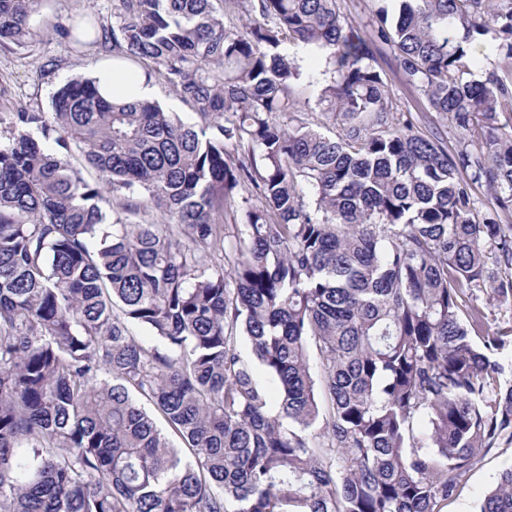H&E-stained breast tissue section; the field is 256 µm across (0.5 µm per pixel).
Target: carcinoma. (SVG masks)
I'll use <instances>...</instances> for the list:
<instances>
[{"label":"carcinoma","mask_w":512,"mask_h":512,"mask_svg":"<svg viewBox=\"0 0 512 512\" xmlns=\"http://www.w3.org/2000/svg\"><path fill=\"white\" fill-rule=\"evenodd\" d=\"M38 2L0 0V48L27 47ZM220 2L247 23L119 0L102 34L202 123L87 78L0 116V512H443L512 443V328L473 298L512 306V0H379L371 37L338 0ZM377 41L453 152L397 123ZM312 99L338 135L300 117ZM140 198L163 223L131 219ZM479 512H512V466ZM488 292H490L489 289ZM485 289L483 291H474V296H477V303L484 308L485 313L488 315V324L492 328L500 327L506 328L512 322V309L509 306L498 307L496 302L489 300V295Z\"/></svg>","instance_id":"obj_1"}]
</instances>
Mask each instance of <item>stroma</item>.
I'll return each instance as SVG.
<instances>
[{
    "label": "stroma",
    "mask_w": 512,
    "mask_h": 512,
    "mask_svg": "<svg viewBox=\"0 0 512 512\" xmlns=\"http://www.w3.org/2000/svg\"><path fill=\"white\" fill-rule=\"evenodd\" d=\"M118 0H40L29 20L31 38L26 48L0 52V113L46 112L52 93L66 81L86 76L101 59L98 46L73 45L67 31L84 16L99 25H111ZM376 60L387 78L390 99L400 122H413L422 133L440 132L448 146L457 139L448 121L428 109L424 93L403 78L393 50L380 43ZM512 464V444L490 452L472 470L446 512H477L483 494L496 482L502 469Z\"/></svg>",
    "instance_id": "obj_1"
}]
</instances>
